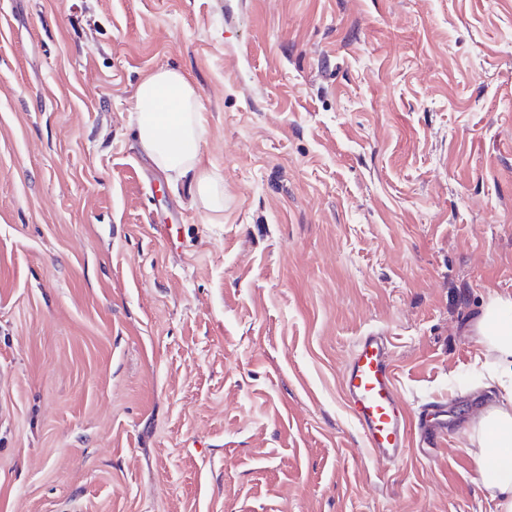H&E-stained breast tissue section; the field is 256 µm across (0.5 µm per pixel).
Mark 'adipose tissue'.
<instances>
[{
  "label": "adipose tissue",
  "instance_id": "ef3b65f1",
  "mask_svg": "<svg viewBox=\"0 0 512 512\" xmlns=\"http://www.w3.org/2000/svg\"><path fill=\"white\" fill-rule=\"evenodd\" d=\"M133 111L141 151L171 178L190 182L193 203L223 213L220 178L205 166L200 152L205 127L199 95L187 77L171 69L151 72L137 88ZM475 332L502 394L470 424L468 453L496 512H512V294L489 298ZM493 455L500 457V465L488 466Z\"/></svg>",
  "mask_w": 512,
  "mask_h": 512
}]
</instances>
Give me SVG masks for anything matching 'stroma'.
Returning a JSON list of instances; mask_svg holds the SVG:
<instances>
[{
    "label": "stroma",
    "instance_id": "1",
    "mask_svg": "<svg viewBox=\"0 0 512 512\" xmlns=\"http://www.w3.org/2000/svg\"><path fill=\"white\" fill-rule=\"evenodd\" d=\"M185 73L224 216L137 145ZM512 294V0H0V512H495L472 326ZM385 336L390 463L340 380ZM388 353L383 336H360L345 365L342 392L366 448L378 459L396 461L408 449L415 429L431 448L442 446L445 433L429 425L422 413L415 423L406 418Z\"/></svg>",
    "mask_w": 512,
    "mask_h": 512
}]
</instances>
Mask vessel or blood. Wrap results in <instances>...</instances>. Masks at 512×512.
<instances>
[{
    "label": "vessel or blood",
    "mask_w": 512,
    "mask_h": 512,
    "mask_svg": "<svg viewBox=\"0 0 512 512\" xmlns=\"http://www.w3.org/2000/svg\"><path fill=\"white\" fill-rule=\"evenodd\" d=\"M342 392L366 448L378 459H400L416 431L430 447L442 446L444 431L429 425L426 417L414 422L406 418L383 336L369 332L358 339L345 365Z\"/></svg>",
    "instance_id": "b4317fda"
}]
</instances>
